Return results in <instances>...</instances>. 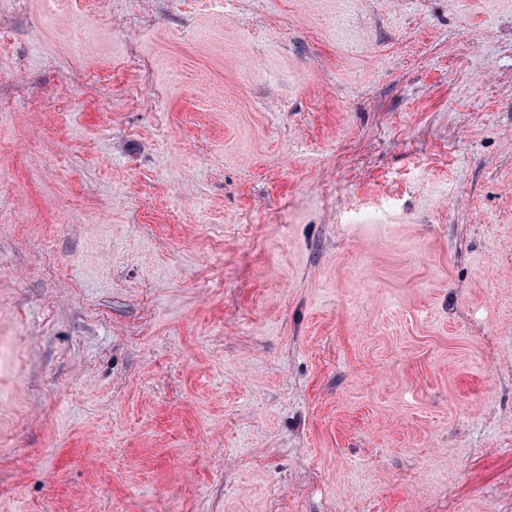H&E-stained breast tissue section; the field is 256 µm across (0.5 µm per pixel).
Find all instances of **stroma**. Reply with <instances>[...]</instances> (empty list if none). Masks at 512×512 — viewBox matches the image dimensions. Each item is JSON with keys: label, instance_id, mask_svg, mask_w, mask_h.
<instances>
[{"label": "stroma", "instance_id": "1", "mask_svg": "<svg viewBox=\"0 0 512 512\" xmlns=\"http://www.w3.org/2000/svg\"><path fill=\"white\" fill-rule=\"evenodd\" d=\"M0 512H512V0H0Z\"/></svg>", "mask_w": 512, "mask_h": 512}]
</instances>
